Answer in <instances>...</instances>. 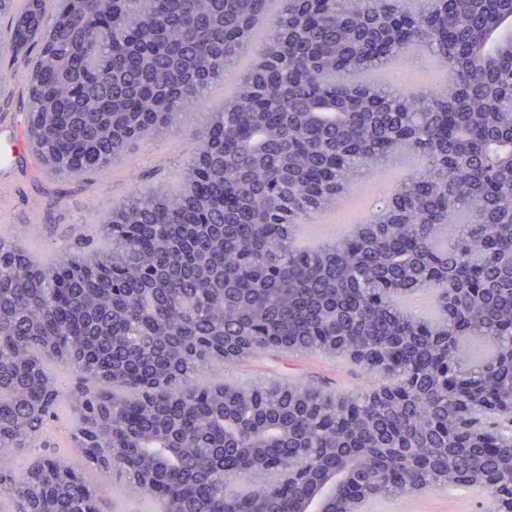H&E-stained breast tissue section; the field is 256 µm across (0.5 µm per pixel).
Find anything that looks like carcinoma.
<instances>
[{
    "label": "carcinoma",
    "instance_id": "1",
    "mask_svg": "<svg viewBox=\"0 0 512 512\" xmlns=\"http://www.w3.org/2000/svg\"><path fill=\"white\" fill-rule=\"evenodd\" d=\"M0 0L37 43L28 138L54 173L109 168L227 78L175 190L133 191L102 244L42 261L0 233V512H298L250 482V448L302 453L369 503L476 489L512 512V0ZM450 64L430 91L386 74ZM421 160L354 234L301 246L349 183ZM244 357L334 352L391 383L205 377ZM488 352L474 356L469 342ZM76 375L65 386L59 370Z\"/></svg>",
    "mask_w": 512,
    "mask_h": 512
}]
</instances>
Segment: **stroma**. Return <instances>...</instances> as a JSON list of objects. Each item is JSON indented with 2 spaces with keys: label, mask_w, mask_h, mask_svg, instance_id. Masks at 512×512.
Listing matches in <instances>:
<instances>
[{
  "label": "stroma",
  "mask_w": 512,
  "mask_h": 512,
  "mask_svg": "<svg viewBox=\"0 0 512 512\" xmlns=\"http://www.w3.org/2000/svg\"><path fill=\"white\" fill-rule=\"evenodd\" d=\"M10 24L9 17L0 16V82L8 85L7 94L0 95V116L23 119L27 116L28 77L36 48L11 49L5 35ZM223 101V87L214 88L203 106L189 111L182 127L141 141L113 167L79 179L51 177L34 154L17 153L10 170L16 187L10 220L13 231L23 235L29 225H38L36 242L43 259L79 252L88 238L94 237L95 224L109 216L113 203L137 188L150 190L178 183L190 161L189 131L200 127L207 113ZM270 376L319 380L339 391L371 389L382 382L381 376L367 374L346 359L320 352L250 358L224 370L225 380L238 384ZM365 512H482V501L464 489L452 496L447 489L434 488L370 504Z\"/></svg>",
  "instance_id": "35a3bbf8"
}]
</instances>
